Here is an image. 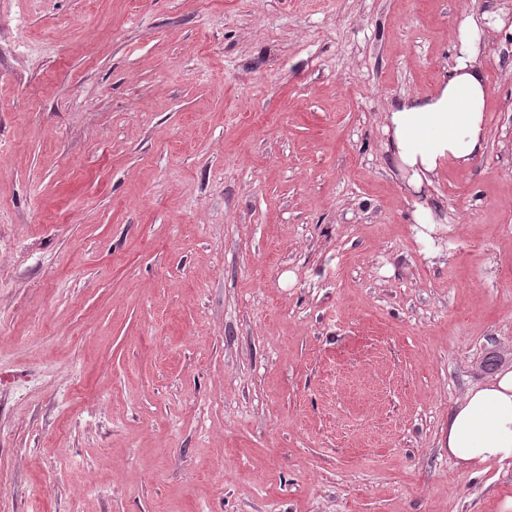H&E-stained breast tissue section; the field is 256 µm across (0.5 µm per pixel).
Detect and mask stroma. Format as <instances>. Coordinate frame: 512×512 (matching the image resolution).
<instances>
[{"mask_svg":"<svg viewBox=\"0 0 512 512\" xmlns=\"http://www.w3.org/2000/svg\"><path fill=\"white\" fill-rule=\"evenodd\" d=\"M484 20L489 138L385 150ZM12 512H498L448 411L512 367V0H0Z\"/></svg>","mask_w":512,"mask_h":512,"instance_id":"1","label":"stroma"}]
</instances>
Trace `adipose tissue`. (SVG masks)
<instances>
[{
	"label": "adipose tissue",
	"mask_w": 512,
	"mask_h": 512,
	"mask_svg": "<svg viewBox=\"0 0 512 512\" xmlns=\"http://www.w3.org/2000/svg\"><path fill=\"white\" fill-rule=\"evenodd\" d=\"M455 50L456 63L433 98L399 101L384 116L385 149L419 196L412 221L427 230L437 219L425 187L443 162L468 165L488 139L486 80L476 65L481 29L474 18L459 27ZM447 448L456 466L473 475L512 461V368L474 384L449 410Z\"/></svg>",
	"instance_id": "ef3b65f1"
}]
</instances>
